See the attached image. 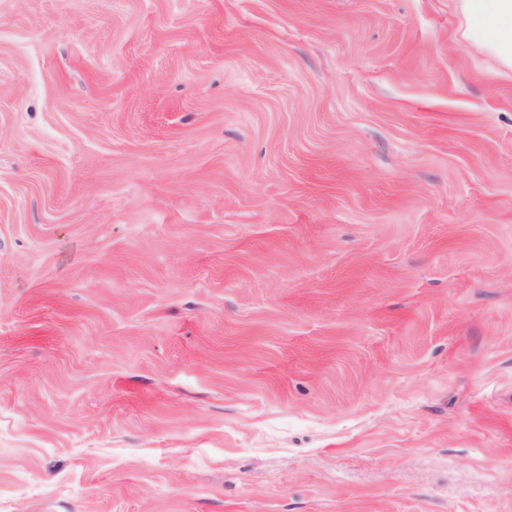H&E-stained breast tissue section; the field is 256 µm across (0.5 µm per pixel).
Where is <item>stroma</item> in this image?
Returning a JSON list of instances; mask_svg holds the SVG:
<instances>
[{"label": "stroma", "mask_w": 512, "mask_h": 512, "mask_svg": "<svg viewBox=\"0 0 512 512\" xmlns=\"http://www.w3.org/2000/svg\"><path fill=\"white\" fill-rule=\"evenodd\" d=\"M458 0H0V512H512V71Z\"/></svg>", "instance_id": "35a3bbf8"}]
</instances>
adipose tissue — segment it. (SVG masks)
Returning a JSON list of instances; mask_svg holds the SVG:
<instances>
[{
    "label": "adipose tissue",
    "instance_id": "1",
    "mask_svg": "<svg viewBox=\"0 0 512 512\" xmlns=\"http://www.w3.org/2000/svg\"><path fill=\"white\" fill-rule=\"evenodd\" d=\"M470 33L512 68V0H461Z\"/></svg>",
    "mask_w": 512,
    "mask_h": 512
}]
</instances>
